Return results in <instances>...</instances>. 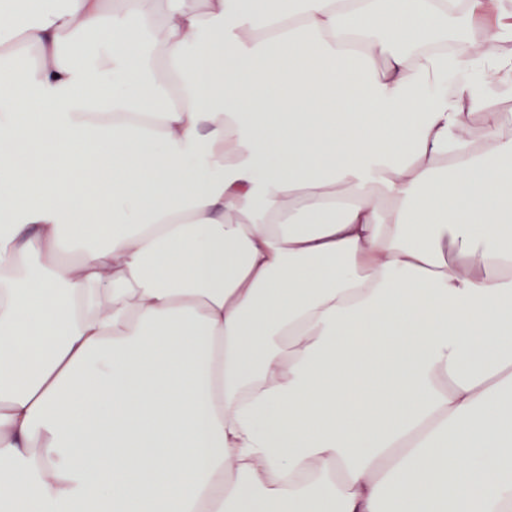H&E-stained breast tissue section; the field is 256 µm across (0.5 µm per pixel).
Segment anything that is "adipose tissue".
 I'll list each match as a JSON object with an SVG mask.
<instances>
[{
    "label": "adipose tissue",
    "mask_w": 512,
    "mask_h": 512,
    "mask_svg": "<svg viewBox=\"0 0 512 512\" xmlns=\"http://www.w3.org/2000/svg\"><path fill=\"white\" fill-rule=\"evenodd\" d=\"M0 31V512H512V0Z\"/></svg>",
    "instance_id": "ef3b65f1"
}]
</instances>
